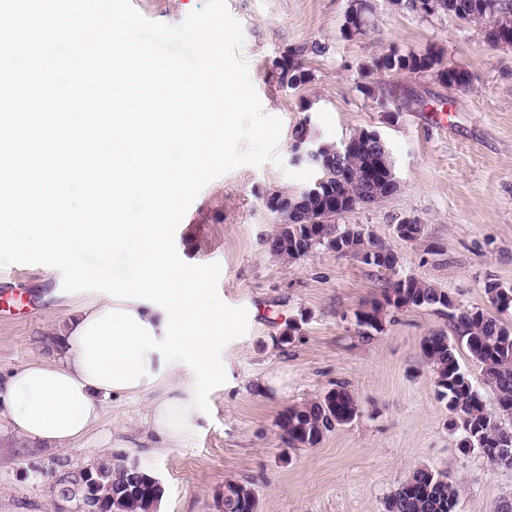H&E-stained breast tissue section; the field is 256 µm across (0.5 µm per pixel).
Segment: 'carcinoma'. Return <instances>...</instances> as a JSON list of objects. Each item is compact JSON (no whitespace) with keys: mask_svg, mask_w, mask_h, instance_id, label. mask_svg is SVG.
<instances>
[{"mask_svg":"<svg viewBox=\"0 0 512 512\" xmlns=\"http://www.w3.org/2000/svg\"><path fill=\"white\" fill-rule=\"evenodd\" d=\"M437 12L454 15L464 21H479L494 16L504 23L497 31L484 30L490 46H495L504 34H512V3L509 0H443ZM374 70L427 74L440 83L456 84L458 89L467 88L470 73L456 67L441 65L440 58L430 50L400 53L391 50L373 58L365 67L366 73ZM366 130L352 135L353 151L350 169L364 168L373 163V152L365 140ZM336 161L334 147L329 145L321 156L311 162V168L323 179L319 193L305 203L306 216L302 221L280 224L268 239L270 251L281 257L297 260L319 245L353 258L354 260L383 270L394 271L399 259L383 241L370 234L361 237V226L348 225L342 229L332 224L338 213L328 206V200L346 192L338 180L327 177V169ZM398 236L418 241L424 234V225L405 223L396 225ZM372 245L384 253L381 262H370L361 257L364 244ZM497 292L489 298L497 309L512 307V287L491 281L485 292ZM384 304L374 305L356 314L358 325L376 332L384 330V306L395 309L409 306L440 307L448 316L452 335L433 331L422 339L429 348L421 350L422 358L435 374L438 395L447 401L448 410L456 418L449 427L459 426L460 437H470L474 447L484 449V456L494 465L512 466V455L495 457V448L504 438L512 437V326L495 315L479 308L462 309L451 301L445 292L411 275L387 282ZM467 350L470 357L481 365L482 380L494 393V405L487 404L481 391L461 370L457 354ZM331 401L336 413V424L343 425L358 416L359 406L354 395L339 386L324 398L309 402L300 408H291L281 415L277 426L288 444L296 448L319 441L320 430H331L325 401ZM99 484L95 492L104 496L113 512H147L150 503L163 498L165 489L147 485L139 494H125L127 486L137 475L149 473L140 468L114 463L110 460L93 466ZM460 497L458 487L448 476L428 468H417L407 480L392 492L385 502L386 512H456ZM224 512H257V501L250 487L236 481L224 484Z\"/></svg>","mask_w":512,"mask_h":512,"instance_id":"1","label":"carcinoma"}]
</instances>
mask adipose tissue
<instances>
[{
  "instance_id": "adipose-tissue-1",
  "label": "adipose tissue",
  "mask_w": 512,
  "mask_h": 512,
  "mask_svg": "<svg viewBox=\"0 0 512 512\" xmlns=\"http://www.w3.org/2000/svg\"><path fill=\"white\" fill-rule=\"evenodd\" d=\"M105 298L84 306L68 320L52 362L36 360L0 376V420L30 443L63 445L87 437L99 424L111 399L148 400V424L158 449L178 447L200 427L202 416L192 397L194 374L184 366L161 368L150 352L157 381L127 389L91 383L80 363L78 338L88 321L111 307Z\"/></svg>"
}]
</instances>
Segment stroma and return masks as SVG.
Instances as JSON below:
<instances>
[{
	"mask_svg": "<svg viewBox=\"0 0 512 512\" xmlns=\"http://www.w3.org/2000/svg\"><path fill=\"white\" fill-rule=\"evenodd\" d=\"M363 34L343 32L350 0H226L243 34L241 55L267 115L280 119L279 162L243 165L209 182L175 233L180 259L219 264L221 300L247 311L246 333L222 351L225 382L208 395L201 429L179 447L149 448L145 402H110L95 431L61 448L0 434V512H77L52 491L61 469L105 458L135 464L164 485L159 512H224V484L248 485L258 512H385V501L417 468L447 473L460 489L456 512H495L512 502V467L463 451L447 427L448 406L420 343L447 321L430 308L388 310L384 329L363 334L356 314L381 301L388 271L325 247L299 260L270 253L277 218L267 194L293 193L315 171L289 161L293 132L309 123L336 143L379 131L396 161L400 190L336 219L359 224L399 257V275L446 292L464 308L491 310L488 282L512 285V49L491 47L484 25L446 14L396 9L370 0ZM145 18L180 24L205 0H132ZM398 50L437 52L471 74L464 90L428 75H365L372 58ZM308 79L282 80L285 62ZM371 82L373 95L360 86ZM410 219L421 240L398 237ZM68 293L46 265L0 267V373L54 357L73 308L92 300ZM271 373L279 394L262 396L256 377ZM346 387L359 415L313 446L292 448L282 413Z\"/></svg>",
	"mask_w": 512,
	"mask_h": 512,
	"instance_id": "obj_1",
	"label": "stroma"
}]
</instances>
